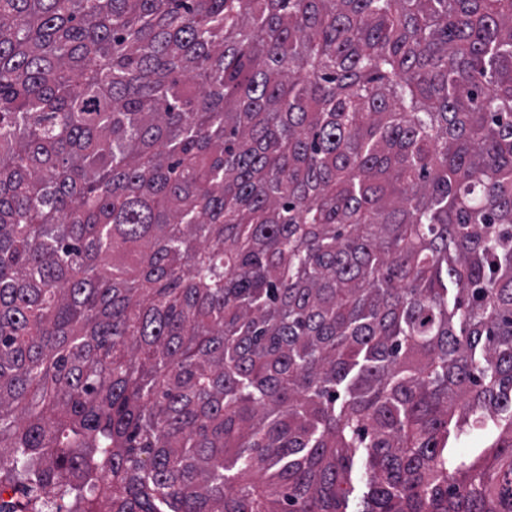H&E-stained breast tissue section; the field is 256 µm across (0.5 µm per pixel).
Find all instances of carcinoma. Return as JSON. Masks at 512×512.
<instances>
[{"mask_svg":"<svg viewBox=\"0 0 512 512\" xmlns=\"http://www.w3.org/2000/svg\"><path fill=\"white\" fill-rule=\"evenodd\" d=\"M0 512H512V0H0Z\"/></svg>","mask_w":512,"mask_h":512,"instance_id":"cac0c4a2","label":"carcinoma"}]
</instances>
